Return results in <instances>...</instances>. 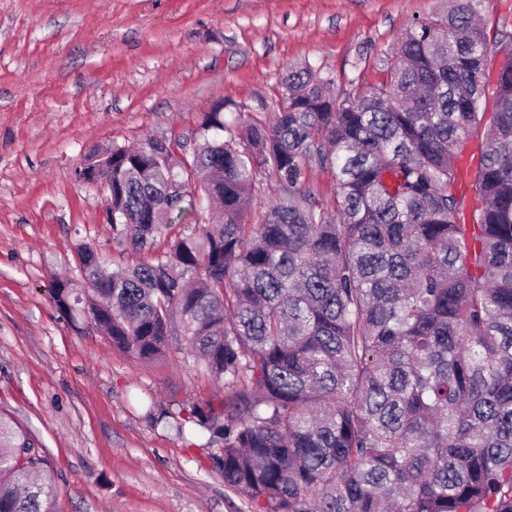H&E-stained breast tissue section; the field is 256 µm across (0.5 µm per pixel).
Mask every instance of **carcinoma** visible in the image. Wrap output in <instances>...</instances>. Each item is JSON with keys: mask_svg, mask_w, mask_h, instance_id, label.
Here are the masks:
<instances>
[{"mask_svg": "<svg viewBox=\"0 0 512 512\" xmlns=\"http://www.w3.org/2000/svg\"><path fill=\"white\" fill-rule=\"evenodd\" d=\"M493 2L411 23L380 78L340 99L290 69L273 118L203 113L181 196L169 142L87 156L132 250L193 222L121 273L79 247L96 290L59 280L52 300L140 359L184 336L228 390L188 421L263 512H512V10ZM263 174L279 195L251 224ZM198 197L219 201L216 223ZM58 494L0 414V512H56Z\"/></svg>", "mask_w": 512, "mask_h": 512, "instance_id": "1", "label": "carcinoma"}]
</instances>
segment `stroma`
Masks as SVG:
<instances>
[{
	"label": "stroma",
	"mask_w": 512,
	"mask_h": 512,
	"mask_svg": "<svg viewBox=\"0 0 512 512\" xmlns=\"http://www.w3.org/2000/svg\"><path fill=\"white\" fill-rule=\"evenodd\" d=\"M448 0H0V412L42 447L58 512H258L213 468L207 433L154 423L224 390L183 337L144 361L69 324L56 278L77 249L110 270L103 196L76 178L92 149L164 138L190 155L203 112L272 118L308 66L338 94L374 82L414 18Z\"/></svg>",
	"instance_id": "35a3bbf8"
}]
</instances>
